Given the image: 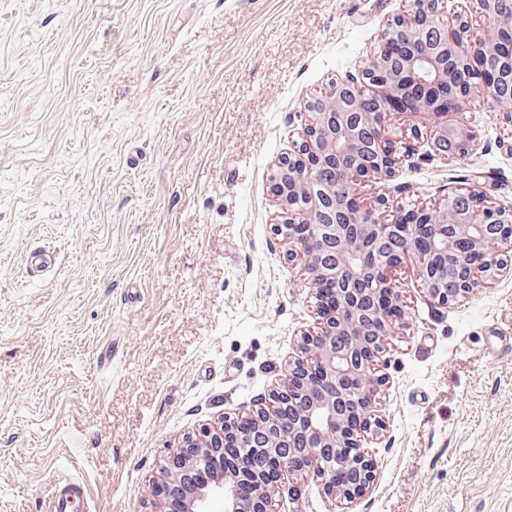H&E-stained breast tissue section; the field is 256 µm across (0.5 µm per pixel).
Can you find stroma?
Wrapping results in <instances>:
<instances>
[{
    "label": "stroma",
    "instance_id": "35a3bbf8",
    "mask_svg": "<svg viewBox=\"0 0 512 512\" xmlns=\"http://www.w3.org/2000/svg\"><path fill=\"white\" fill-rule=\"evenodd\" d=\"M405 5L0 0V512H48L72 478L89 512H155L166 455L277 386L316 290L276 231L271 166ZM507 111L473 94L457 118L481 143L460 164L428 137L455 117L388 114L423 158L360 197L475 187L511 206ZM395 277L372 488L349 503L294 476L273 512H512V274L448 306L413 260Z\"/></svg>",
    "mask_w": 512,
    "mask_h": 512
}]
</instances>
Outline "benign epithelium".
I'll return each mask as SVG.
<instances>
[{
    "label": "benign epithelium",
    "mask_w": 512,
    "mask_h": 512,
    "mask_svg": "<svg viewBox=\"0 0 512 512\" xmlns=\"http://www.w3.org/2000/svg\"><path fill=\"white\" fill-rule=\"evenodd\" d=\"M439 19L435 0H411L381 35L362 81L338 78L302 112V139L293 152L273 165L270 181L286 218L277 225L288 244V260L307 261L318 298L335 288L334 302L318 309L316 326L302 335L301 357L289 365L278 387L253 410L249 424L226 417L205 425L167 457L153 496L159 512H269L271 492L286 486L285 477L311 471L324 489L352 503L373 481L374 462L362 443L367 431L383 429L374 413L376 395L385 384L377 374L384 342L405 313L396 303L392 272L405 257L415 258L420 278L441 305L457 302L482 283L508 269L512 256V207L494 206L473 188L451 191L435 210L395 206L387 201L364 206L357 185L373 175L396 176L399 160L412 161L417 149L407 144L396 157L400 139L422 138L417 128L397 137L383 125L397 112L406 83L417 95L443 85L457 92L447 106L429 97L418 113L460 112L475 88L496 96L512 85V71H490L484 61L512 54V42L496 34L478 36L471 22L442 25L437 46L427 51L409 36ZM436 144L456 161L477 150V137L460 122L440 129ZM344 164V178L334 185L319 180V169ZM434 224L443 234L423 248L412 237V224ZM333 252L336 261L323 255ZM456 261L458 275L448 287L445 265ZM348 336L344 346L336 337ZM292 417L281 429L283 415ZM248 448L268 460L267 469L224 470V448Z\"/></svg>",
    "instance_id": "benign-epithelium-1"
}]
</instances>
